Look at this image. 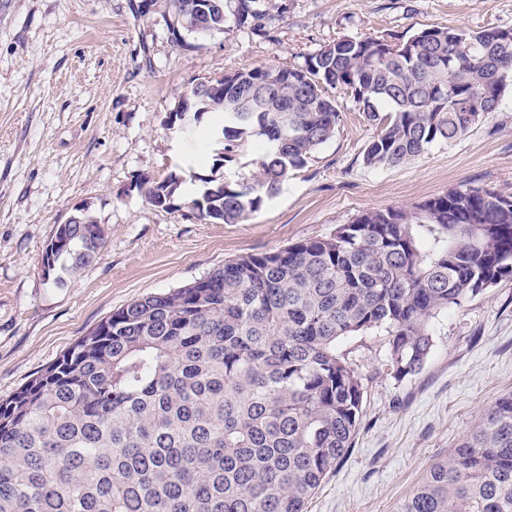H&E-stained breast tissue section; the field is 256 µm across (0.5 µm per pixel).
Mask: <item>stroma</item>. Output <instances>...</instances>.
Returning <instances> with one entry per match:
<instances>
[{
	"mask_svg": "<svg viewBox=\"0 0 512 512\" xmlns=\"http://www.w3.org/2000/svg\"><path fill=\"white\" fill-rule=\"evenodd\" d=\"M261 32L230 28L177 46L170 0H0V400L53 364L112 312L192 283L226 260L333 233L365 211L409 207L454 187L512 193V88L464 136L373 169L376 133L349 99L335 138L238 224L149 205L130 187L179 174L203 191L224 147L164 120L193 81L299 65L336 38L440 26L512 28V0H262ZM104 247L57 285L44 271L57 225L79 209ZM337 350L366 378L354 446L305 512H396L503 395L512 393V279L441 312L420 372L396 381L379 331Z\"/></svg>",
	"mask_w": 512,
	"mask_h": 512,
	"instance_id": "obj_1",
	"label": "stroma"
}]
</instances>
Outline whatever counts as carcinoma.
Returning a JSON list of instances; mask_svg holds the SVG:
<instances>
[{
	"label": "carcinoma",
	"mask_w": 512,
	"mask_h": 512,
	"mask_svg": "<svg viewBox=\"0 0 512 512\" xmlns=\"http://www.w3.org/2000/svg\"><path fill=\"white\" fill-rule=\"evenodd\" d=\"M194 2L172 0L181 45L219 32L187 26ZM221 2L239 28L263 16L260 0ZM384 41L344 36L299 67L243 68L224 98L208 97L224 157L260 138L258 178L208 179L188 203L195 217L237 224L276 195L336 136L339 94L377 128L364 165L384 168L456 141L512 86V35L498 27L423 28L396 54ZM263 97L264 112L227 111ZM136 183L162 209L180 189L175 174ZM79 219L55 232L66 273L105 244L101 225ZM511 277L512 194L465 187L134 301L0 401V512H304L362 420L365 377L336 344L385 332L401 382L423 368L439 313ZM397 512H512V393Z\"/></svg>",
	"instance_id": "cac0c4a2"
}]
</instances>
